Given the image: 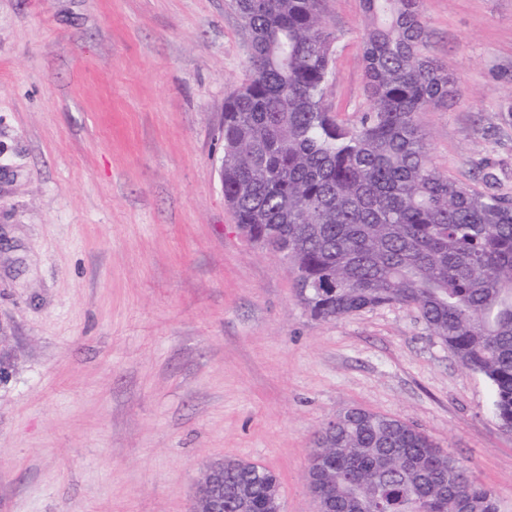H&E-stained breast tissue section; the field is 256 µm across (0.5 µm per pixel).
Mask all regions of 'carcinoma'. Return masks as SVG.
<instances>
[{
	"mask_svg": "<svg viewBox=\"0 0 512 512\" xmlns=\"http://www.w3.org/2000/svg\"><path fill=\"white\" fill-rule=\"evenodd\" d=\"M422 0H362L370 105L355 124L325 103L335 32L328 0H235L250 77L224 95V200L246 238L296 273L310 314L335 321L402 305L491 384L512 430V197L430 163L419 113L452 80L423 53ZM224 475L221 512H281L279 481L244 460ZM308 488L324 512H497L429 435L361 408L316 434Z\"/></svg>",
	"mask_w": 512,
	"mask_h": 512,
	"instance_id": "1",
	"label": "carcinoma"
}]
</instances>
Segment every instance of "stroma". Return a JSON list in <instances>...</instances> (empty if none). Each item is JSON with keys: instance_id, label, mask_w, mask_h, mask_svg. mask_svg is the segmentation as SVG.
I'll list each match as a JSON object with an SVG mask.
<instances>
[{"instance_id": "stroma-1", "label": "stroma", "mask_w": 512, "mask_h": 512, "mask_svg": "<svg viewBox=\"0 0 512 512\" xmlns=\"http://www.w3.org/2000/svg\"><path fill=\"white\" fill-rule=\"evenodd\" d=\"M326 102L369 106L361 0H330ZM454 78L419 123L448 178L512 196V0H423ZM249 75L232 0H0V512H190L215 461L318 512L312 441L362 408L424 431L512 512L492 391L410 308L315 319L218 167Z\"/></svg>"}]
</instances>
